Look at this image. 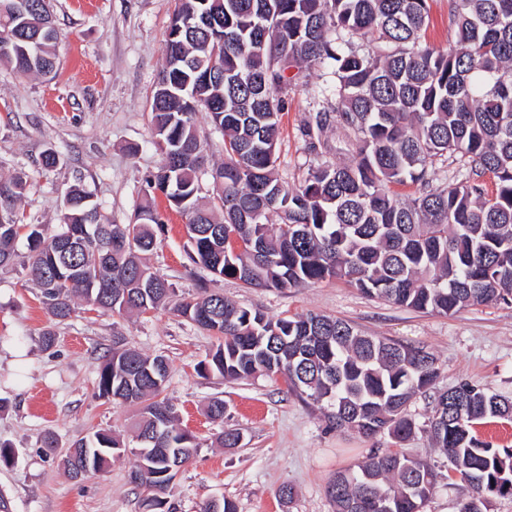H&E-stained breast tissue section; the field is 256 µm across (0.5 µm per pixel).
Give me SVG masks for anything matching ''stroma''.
Here are the masks:
<instances>
[{"mask_svg":"<svg viewBox=\"0 0 512 512\" xmlns=\"http://www.w3.org/2000/svg\"><path fill=\"white\" fill-rule=\"evenodd\" d=\"M58 31L56 70L23 77L0 66V177L22 171L29 186L18 203L28 222L59 223L67 192H89L114 222L126 223L143 177L159 164L150 104L161 67L171 0H47ZM317 70L301 73L282 93L278 172L289 185L303 183L322 161L343 163L342 129L328 128L325 147L311 151L304 130L319 108ZM60 156L55 168L40 159ZM186 220L170 213L158 248L147 262L176 293L196 297L220 291L271 317L321 313L371 336L425 348L438 360L439 389L460 381L486 384L512 397V305L469 306L445 315L418 312L364 296L339 279L300 288H244L192 265L186 256ZM19 255L0 266V445L12 448L0 465V495L9 512H142L145 489L129 482L131 453L117 454L104 471L70 479L62 459L72 444L99 429L131 435L135 410L99 397L96 380L106 356L125 346L164 357L163 391L178 425L199 444L166 497L170 512H202L215 498L232 499L237 512H334L327 485L337 470L362 464L371 449L392 448L430 459L441 472L422 512H458L470 492L449 476L446 456L433 448L424 427L432 400L419 397L408 412L418 430L407 441L328 428L318 404L299 397L277 376L229 381L204 364L220 339L171 310L120 316L80 306L55 323L28 280ZM54 329L52 348L42 344ZM224 402V421L206 414ZM239 433L223 448L219 432ZM57 440L46 454V434ZM295 496L283 500L280 490Z\"/></svg>","mask_w":512,"mask_h":512,"instance_id":"stroma-1","label":"stroma"}]
</instances>
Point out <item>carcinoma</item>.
Wrapping results in <instances>:
<instances>
[{"mask_svg": "<svg viewBox=\"0 0 512 512\" xmlns=\"http://www.w3.org/2000/svg\"><path fill=\"white\" fill-rule=\"evenodd\" d=\"M454 25L446 47L426 41L429 0H174L164 62L151 102L161 162L125 224L92 196L67 194L58 224H29L17 209L26 181L0 178V265L25 236L27 275L48 314L62 322L79 305L147 314L169 308L224 338L208 365L226 379L288 373V386L323 404L328 426L399 440L416 428L411 400L435 388L439 368L424 348L367 336L325 315L270 318L222 294L190 300L145 262L166 216L188 219L189 261L245 288H298L343 279L363 294L417 311L451 314L512 302V0H448ZM215 25L202 30L203 16ZM57 30L46 0H0V64L21 76L54 68ZM324 76L318 130L335 123L352 159L322 163L292 187L278 175L279 96L289 71ZM208 114L224 138V161L209 172L201 204ZM452 158L437 183L435 164ZM418 186L401 200L393 184ZM275 214L279 222H270ZM237 232L242 246L228 242ZM125 240L119 249L108 247ZM135 348L105 359L98 395L138 408L133 423L137 488L163 504L170 461L199 444L175 426L163 397L168 373ZM512 422V398L463 380L435 393L428 432L454 473L488 497H512V448L480 439L476 426ZM124 440L105 429L74 443L62 464L71 478L86 449L101 471ZM438 473L424 458L375 448L327 486L335 512H420Z\"/></svg>", "mask_w": 512, "mask_h": 512, "instance_id": "carcinoma-1", "label": "carcinoma"}]
</instances>
